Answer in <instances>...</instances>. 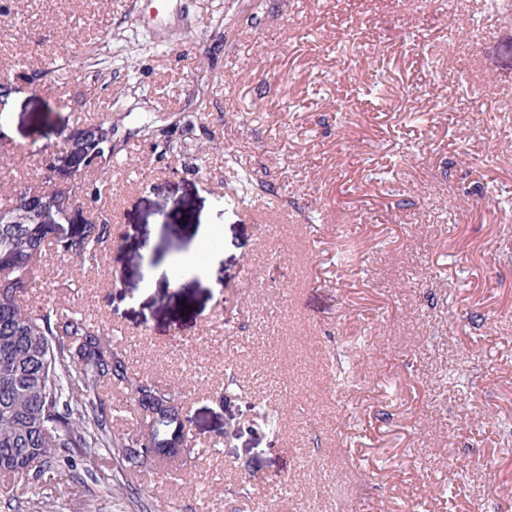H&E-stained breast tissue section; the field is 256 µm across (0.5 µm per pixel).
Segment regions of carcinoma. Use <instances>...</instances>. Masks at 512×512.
<instances>
[{"mask_svg":"<svg viewBox=\"0 0 512 512\" xmlns=\"http://www.w3.org/2000/svg\"><path fill=\"white\" fill-rule=\"evenodd\" d=\"M112 180L88 183L74 177L62 197L96 204ZM50 224H6L0 219V473H40L71 448L90 458L91 449L112 450L129 472L153 468L149 436L153 422L183 425L176 392L148 376H132L127 354L87 316L46 305L29 309L21 298L32 288L35 260L50 247L76 264V274L112 239V218L72 225L64 210L50 214ZM121 389L135 402L137 428L112 433V413L103 388Z\"/></svg>","mask_w":512,"mask_h":512,"instance_id":"cac0c4a2","label":"carcinoma"}]
</instances>
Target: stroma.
Here are the masks:
<instances>
[{
  "mask_svg": "<svg viewBox=\"0 0 512 512\" xmlns=\"http://www.w3.org/2000/svg\"><path fill=\"white\" fill-rule=\"evenodd\" d=\"M1 4L0 164L112 124L111 244L22 303L91 314L198 446L0 474V512H512V0Z\"/></svg>",
  "mask_w": 512,
  "mask_h": 512,
  "instance_id": "obj_1",
  "label": "stroma"
}]
</instances>
